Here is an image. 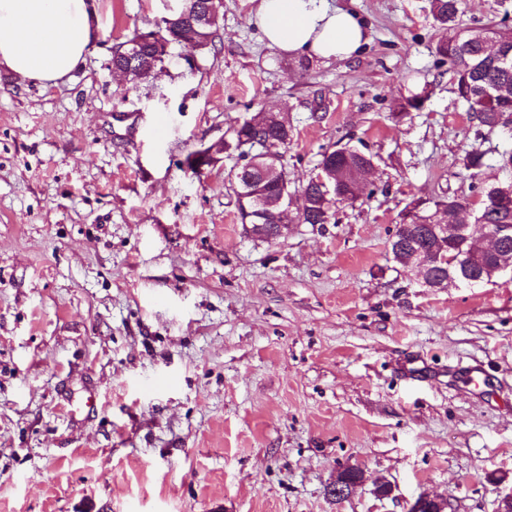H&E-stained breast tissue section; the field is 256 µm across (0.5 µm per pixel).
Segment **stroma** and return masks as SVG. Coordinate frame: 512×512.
Returning <instances> with one entry per match:
<instances>
[{
  "label": "stroma",
  "mask_w": 512,
  "mask_h": 512,
  "mask_svg": "<svg viewBox=\"0 0 512 512\" xmlns=\"http://www.w3.org/2000/svg\"><path fill=\"white\" fill-rule=\"evenodd\" d=\"M91 3L99 37L65 83L0 68V512H406L423 492L496 512L512 278L426 288L390 252L410 202L471 197L468 151L485 182L512 176V138L470 121L437 61L430 0H327L368 41L306 72L263 38L259 0H224L199 70L138 85L109 44L177 0ZM412 93L422 108L395 115ZM272 108L292 188L340 142L374 155L375 193L261 242L230 161L187 157ZM344 465L365 480L337 503ZM464 168L469 172L471 179V189L476 190L478 193H484V188L487 187L482 181V171L485 166V152L480 149H472L467 152L464 158Z\"/></svg>",
  "instance_id": "obj_1"
}]
</instances>
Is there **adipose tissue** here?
<instances>
[{
  "mask_svg": "<svg viewBox=\"0 0 512 512\" xmlns=\"http://www.w3.org/2000/svg\"><path fill=\"white\" fill-rule=\"evenodd\" d=\"M256 24L270 44L324 60L359 52L366 31L356 14L324 0H260ZM89 0H0V67L18 80L64 81L98 37Z\"/></svg>",
  "mask_w": 512,
  "mask_h": 512,
  "instance_id": "ef3b65f1",
  "label": "adipose tissue"
}]
</instances>
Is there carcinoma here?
Returning <instances> with one entry per match:
<instances>
[{"instance_id": "obj_1", "label": "carcinoma", "mask_w": 512, "mask_h": 512, "mask_svg": "<svg viewBox=\"0 0 512 512\" xmlns=\"http://www.w3.org/2000/svg\"><path fill=\"white\" fill-rule=\"evenodd\" d=\"M190 10L182 18L156 31L153 44L144 45L130 57H124L126 44L135 40L139 29L112 46V58H125L134 83L150 82L163 71L164 57L173 53L162 51L164 45L173 50L188 49L200 59L215 47L218 33L216 3L213 0H189ZM461 0H431V9L438 26L439 38L435 52L441 62L448 63L453 73L455 92L468 105L470 119L477 126L493 130L501 120L512 115V35L488 22L463 28L458 22ZM423 97L413 94L396 104L401 115L418 111ZM292 140V127L285 111H263L244 120L224 139V156L243 161L242 171L229 170L227 181L235 197L240 223L265 225L264 231H252V237L269 241L278 237L279 224H327L342 203L353 204L360 197L364 169L371 165L373 155L347 145L321 152L316 173L300 192L291 189L284 163ZM485 152L473 149L464 158L471 189L483 194L478 207H470L458 196L419 198L401 214L391 240L393 260L404 270H412L410 251L426 249L434 244L436 235L421 220L444 212H467L471 224H512V199L506 204L495 201L484 192L482 171Z\"/></svg>"}]
</instances>
